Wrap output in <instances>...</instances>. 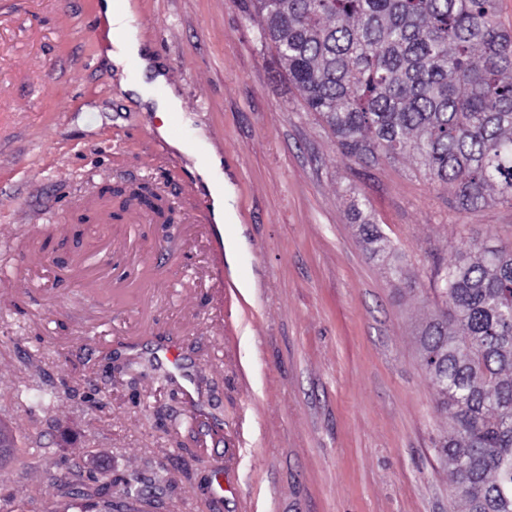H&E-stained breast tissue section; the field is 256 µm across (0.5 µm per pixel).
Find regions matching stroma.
I'll return each instance as SVG.
<instances>
[{
  "label": "stroma",
  "mask_w": 512,
  "mask_h": 512,
  "mask_svg": "<svg viewBox=\"0 0 512 512\" xmlns=\"http://www.w3.org/2000/svg\"><path fill=\"white\" fill-rule=\"evenodd\" d=\"M129 3L193 146L164 164L148 148L161 118L92 43L100 0H0V291L15 295L24 253L43 256L23 305L0 303V421L23 448L0 465V512L20 498L51 512L57 479L86 468L97 501L136 479L135 512H457L418 332L437 302L432 269L472 240L512 244V206L466 213L410 158H344L249 0ZM211 155L231 215L220 336L205 329L197 229L146 206L133 220L114 193L149 181L174 203L189 184L211 201L197 173ZM356 198L414 290L366 250ZM100 276L111 295L76 285Z\"/></svg>",
  "instance_id": "1"
}]
</instances>
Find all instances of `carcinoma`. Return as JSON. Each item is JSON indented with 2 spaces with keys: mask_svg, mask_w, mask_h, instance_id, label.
Segmentation results:
<instances>
[{
  "mask_svg": "<svg viewBox=\"0 0 512 512\" xmlns=\"http://www.w3.org/2000/svg\"><path fill=\"white\" fill-rule=\"evenodd\" d=\"M261 36L336 139L378 165L414 158L461 210L512 205V31L500 0H251ZM369 253L412 287L377 225ZM439 304L420 331L448 417L435 452L462 512H512V245H465L436 267ZM0 463L20 448L0 423Z\"/></svg>",
  "mask_w": 512,
  "mask_h": 512,
  "instance_id": "obj_1",
  "label": "carcinoma"
}]
</instances>
